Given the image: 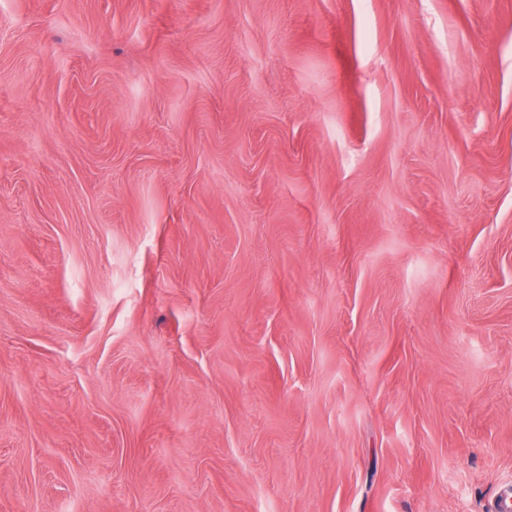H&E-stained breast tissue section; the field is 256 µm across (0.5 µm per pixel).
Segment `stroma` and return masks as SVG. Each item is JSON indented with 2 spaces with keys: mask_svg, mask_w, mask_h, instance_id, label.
<instances>
[{
  "mask_svg": "<svg viewBox=\"0 0 512 512\" xmlns=\"http://www.w3.org/2000/svg\"><path fill=\"white\" fill-rule=\"evenodd\" d=\"M510 484L512 0H0V512Z\"/></svg>",
  "mask_w": 512,
  "mask_h": 512,
  "instance_id": "obj_1",
  "label": "stroma"
}]
</instances>
